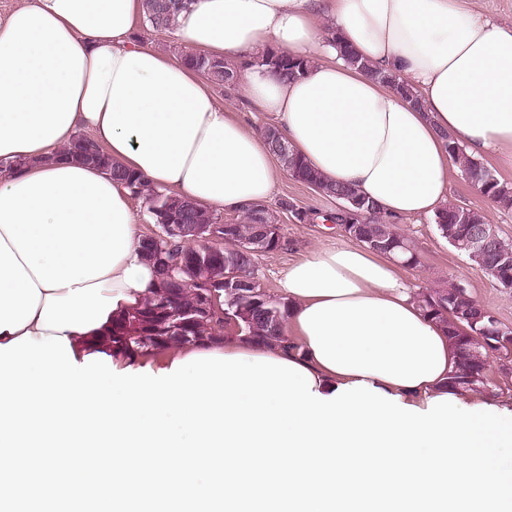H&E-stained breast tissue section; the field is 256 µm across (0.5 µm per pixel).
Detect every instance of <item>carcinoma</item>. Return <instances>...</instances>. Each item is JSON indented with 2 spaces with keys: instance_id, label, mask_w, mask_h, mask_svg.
Instances as JSON below:
<instances>
[{
  "instance_id": "obj_1",
  "label": "carcinoma",
  "mask_w": 512,
  "mask_h": 512,
  "mask_svg": "<svg viewBox=\"0 0 512 512\" xmlns=\"http://www.w3.org/2000/svg\"><path fill=\"white\" fill-rule=\"evenodd\" d=\"M189 6L188 0H144L146 22L157 31L173 27L177 13ZM333 44L342 56L366 76L378 80L400 92L418 105L411 86L392 73L374 68L343 41L332 27H327ZM185 65L202 73L211 84L231 89L239 81V69L220 58L201 54L183 55ZM260 63L268 66L283 78L295 79L304 74L310 61L268 49L259 56ZM264 137L270 152L293 179L315 188L320 193L339 201L336 211L321 213L314 209H303L293 213L303 224L315 222L323 216L334 224H356L358 231L353 240L373 251L386 255L388 251L372 247V243L398 245L395 253L408 265L418 263L409 240L399 231L397 224L378 216L376 204L363 198L355 189L343 185H331L309 167L291 149L278 132L266 127ZM448 153L461 169L465 178L495 206L512 210V186L497 178L487 179L489 171L484 164L470 156L454 140H448ZM65 154L81 163L94 164L105 171L114 181L124 185L136 198L144 200L146 211L157 224L169 217H176L181 224H212L218 217L212 210L196 202L171 195L167 190L148 184L141 176L112 162L104 151L82 134L75 135L65 148ZM268 207L255 204L244 212V222L237 225L234 241L224 243V251L205 253L204 246L189 237L167 235L161 241L165 262L159 264L152 259L154 246L143 241L140 252L155 270V281L148 289L141 304L118 314L100 337L91 342L94 350L109 356L135 359L180 346H205L222 342L217 326L221 319L199 306L196 270L188 262L198 260L218 291H224V311L238 322V340L260 347L295 349L297 344L285 335L284 326L290 306L284 298H276L261 288L255 277V261L258 256L238 251L239 242L263 234L264 221L272 220ZM439 234L456 250L469 257L482 271L503 265L512 277V243L497 238L482 252L471 255L465 248L467 239L474 234L486 218L479 212L461 205H447L434 218ZM236 258V270L242 287L223 289L224 261ZM425 314L439 324L447 333L448 340L457 357L455 367L448 374L444 387L461 395L479 392L485 387L493 388L492 382L484 383L490 357L498 351L500 342L499 320L487 316V310L472 297H461L460 286L452 283L446 288H434L416 296Z\"/></svg>"
}]
</instances>
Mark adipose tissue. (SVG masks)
<instances>
[{
    "label": "adipose tissue",
    "instance_id": "adipose-tissue-1",
    "mask_svg": "<svg viewBox=\"0 0 512 512\" xmlns=\"http://www.w3.org/2000/svg\"><path fill=\"white\" fill-rule=\"evenodd\" d=\"M143 0H30L0 18V345L31 334L82 343L136 308L154 281L127 189L60 159L78 132L148 183L210 209L267 201L279 174L261 132L229 116L207 79L132 40ZM327 18L364 60L419 98L339 57ZM175 38L246 63L245 89L327 182L355 188L390 220L448 200L445 136L512 169V26L468 0H192ZM318 56L286 80L251 59L266 45ZM291 352L228 340L214 354L285 359L332 395L363 381L426 408L445 395L455 354L410 297L394 261L362 245L324 247L291 265Z\"/></svg>",
    "mask_w": 512,
    "mask_h": 512
}]
</instances>
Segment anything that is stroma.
Instances as JSON below:
<instances>
[{"mask_svg": "<svg viewBox=\"0 0 512 512\" xmlns=\"http://www.w3.org/2000/svg\"><path fill=\"white\" fill-rule=\"evenodd\" d=\"M286 196L293 198L302 207L323 212L337 206L334 199L283 174L276 182L273 195L267 202L268 207H276L278 201ZM448 201L483 213L489 223L496 225L499 235L512 242V210L505 211L493 206L467 181L460 170L452 172ZM279 224L283 237L282 249L259 256L256 261L258 281L274 296L279 295L280 281L290 265L319 248L340 247L350 242L349 237L333 224H301L285 213L280 214ZM398 228L419 254L418 265H403L399 268L400 276L415 291L457 284L465 288L477 302L493 310L505 325L512 327V291L498 288L484 271L440 236L430 218L411 217L399 222Z\"/></svg>", "mask_w": 512, "mask_h": 512, "instance_id": "obj_1", "label": "stroma"}]
</instances>
